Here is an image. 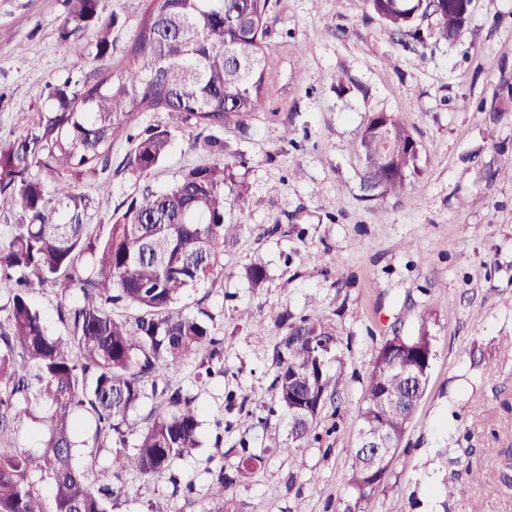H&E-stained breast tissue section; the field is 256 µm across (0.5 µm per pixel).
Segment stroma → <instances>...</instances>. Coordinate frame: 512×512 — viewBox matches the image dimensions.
Instances as JSON below:
<instances>
[{
	"label": "stroma",
	"instance_id": "35a3bbf8",
	"mask_svg": "<svg viewBox=\"0 0 512 512\" xmlns=\"http://www.w3.org/2000/svg\"><path fill=\"white\" fill-rule=\"evenodd\" d=\"M63 0H0V136L14 137L44 111L42 89L77 70L75 49L57 38ZM273 90L264 111L243 125L187 128L164 112L138 116V129L167 126L173 144L163 163L137 178L87 182V223L106 222L144 186L162 188L187 167L209 162L210 138L224 156L244 161L243 198L228 196L226 220L247 223L224 249L221 283H199L185 299L211 313L224 338L221 371L197 361L165 380L195 396L202 443L178 459L173 474L143 476L128 468L130 495L112 512H200L211 474L232 466L242 448L265 455L249 481L233 486L243 512H339L347 495L348 450L355 444L366 377L383 339L428 329L436 358L402 449L381 491L364 512H428L431 491L466 466L481 470L468 500L451 512H512V0H473L454 42L426 36L409 50L365 0H288L271 8L265 39ZM346 75L350 91L338 94ZM499 110L497 121L478 104ZM393 112L415 133L421 173L397 197L366 201L355 147L367 116ZM291 140H283L284 131ZM276 234H268L271 225ZM264 265L268 279L251 287L245 267ZM263 321L255 330L241 310ZM319 316L345 351L347 384L325 408L320 439L304 451L317 485L293 477L289 417L271 410L274 349L283 314ZM495 376H487L486 365ZM256 413L241 425L228 393ZM193 482L191 495L170 478Z\"/></svg>",
	"mask_w": 512,
	"mask_h": 512
}]
</instances>
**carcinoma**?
Returning <instances> with one entry per match:
<instances>
[{
  "label": "carcinoma",
  "instance_id": "cac0c4a2",
  "mask_svg": "<svg viewBox=\"0 0 512 512\" xmlns=\"http://www.w3.org/2000/svg\"><path fill=\"white\" fill-rule=\"evenodd\" d=\"M103 0H66L60 41L75 48L83 66L45 90L48 108L23 134L0 138V214L19 211L17 223L0 235V436L13 430V412L39 402V454L0 448V512H110L123 491V472L135 463L146 476L172 469L201 445L196 398L181 387L159 386L165 372L190 360L201 366L221 360L224 338L213 316L178 307L185 292L224 275V245L234 241L244 217L225 222V197L244 196L236 164L223 157L219 139L207 141L210 162L182 171L163 189L146 185L122 201L107 224H86L89 199L80 184L110 172L149 174L167 157V128L133 132L137 114L166 112L193 128L239 123L263 111L271 91L265 51L270 0H145L112 69V54L124 22L101 7ZM408 46L426 20L434 34L453 42L468 19L463 0H366ZM131 148L112 166V143ZM413 131L392 112L370 115L356 152L360 188L367 200L404 191L419 173ZM43 177L32 175V170ZM253 288L267 280L259 265L245 268ZM50 285L61 292L56 310L64 328L49 334L31 294ZM122 304L137 311L116 315ZM436 357L434 337L385 339L370 371L358 437L383 432L391 448L375 461L361 446L350 449L348 498L342 512H362L398 455ZM274 401L290 417L288 440L301 449L317 439L318 421L343 382V352L335 330L320 318L287 324L275 351ZM336 364V371L327 363ZM160 399L142 419L134 412ZM94 423L92 443L111 449L112 461L98 485L87 482L76 460L81 420ZM135 453L127 455L129 438ZM262 457L242 448L234 476L219 469L208 487L205 512H238L228 493L245 481ZM47 477L52 504L33 478Z\"/></svg>",
  "mask_w": 512,
  "mask_h": 512
}]
</instances>
